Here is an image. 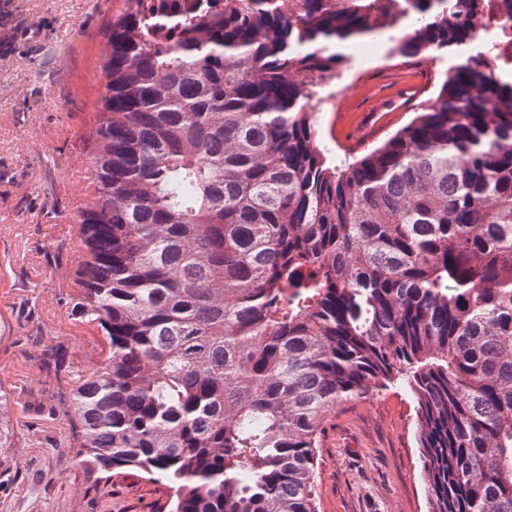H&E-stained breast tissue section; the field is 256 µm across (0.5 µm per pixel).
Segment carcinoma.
I'll return each instance as SVG.
<instances>
[{"label":"carcinoma","mask_w":512,"mask_h":512,"mask_svg":"<svg viewBox=\"0 0 512 512\" xmlns=\"http://www.w3.org/2000/svg\"><path fill=\"white\" fill-rule=\"evenodd\" d=\"M85 137L94 201L58 345L65 446L169 512H317L328 413L401 379L429 512H512V0H124ZM453 53L438 95L327 165L309 102L336 42Z\"/></svg>","instance_id":"cac0c4a2"}]
</instances>
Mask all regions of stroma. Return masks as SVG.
<instances>
[{
  "label": "stroma",
  "instance_id": "1",
  "mask_svg": "<svg viewBox=\"0 0 512 512\" xmlns=\"http://www.w3.org/2000/svg\"><path fill=\"white\" fill-rule=\"evenodd\" d=\"M122 0H0V413L15 434L0 449V512H159L162 484L135 470L100 483L64 445L71 416L41 373L62 342L75 374L98 362L96 331L58 302L82 258L75 213L93 196L86 133L103 91L108 30ZM354 50L312 104L316 144L353 161L436 97L453 55L434 60ZM416 398L394 382L327 418L318 450V512H428Z\"/></svg>",
  "mask_w": 512,
  "mask_h": 512
}]
</instances>
